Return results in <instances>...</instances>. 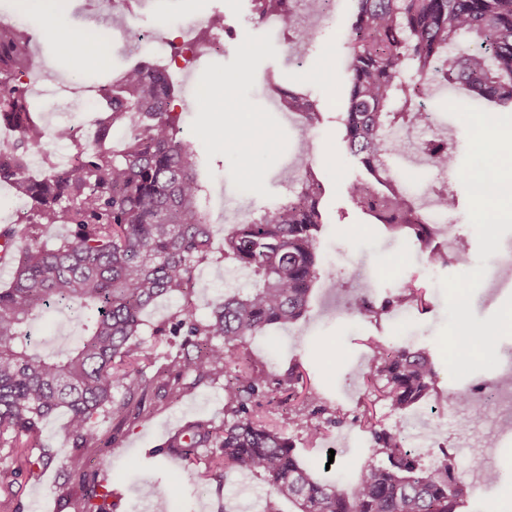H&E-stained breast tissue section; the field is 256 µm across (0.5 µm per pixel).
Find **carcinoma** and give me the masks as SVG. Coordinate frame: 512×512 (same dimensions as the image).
<instances>
[{
  "mask_svg": "<svg viewBox=\"0 0 512 512\" xmlns=\"http://www.w3.org/2000/svg\"><path fill=\"white\" fill-rule=\"evenodd\" d=\"M254 2L258 13L271 8L282 13L283 24L297 38H313L285 11L286 0ZM357 2L349 28V98L341 121L349 152L372 180L349 183L348 196L373 223L429 250L430 262L459 263L463 253L450 256L432 247L435 225L424 221L413 194L383 185L392 181L381 178L384 159L399 151L388 133L427 124L420 95L431 85H458L473 101L512 109V0ZM444 53L447 65L434 66ZM33 67L31 35L0 22V125L17 133L0 158V182L13 185L29 203L19 220L26 235L0 229V260L14 265L11 281L0 287V446L44 447V419L66 409L82 512H107L109 490L86 485L82 451L94 438L99 415L119 423L143 415L153 361L141 339L142 313L157 299L180 294L183 306L168 323L152 328L154 336L183 337L176 352L167 354L163 371L178 394L189 377L197 383L224 375V424L192 423L170 439L168 452L187 456L213 448L222 477L248 472L262 478L269 487L265 512H282L283 502L294 512H458L471 487L453 475L455 460L445 456L436 468L423 465L424 454L402 447L399 429L385 428L368 410L356 421L381 459L357 469L347 487L315 476L294 442L254 414L267 392L284 389L293 397L303 380L297 366L271 378L254 365L243 342L271 325L303 317L313 284L328 274L318 254L320 180L312 173L303 177L285 201L224 234V259L252 273L256 284L244 295L224 293L199 320L189 296L196 268L212 253V231L194 151L180 137L167 65L138 62L112 83L92 89L100 115L90 142L76 139L70 125L51 131L42 125L21 82ZM408 70L415 79L404 80ZM286 95L308 126L318 121L310 100L290 90ZM116 129L127 131L119 150L109 146ZM48 137L74 147L71 162L61 168L48 158L40 177L32 178L30 151ZM419 148L437 171L454 162L453 148L441 138L424 139ZM55 224L71 226V234L52 245H30ZM414 304L423 307L425 301L412 285L378 306L366 291L349 300L351 311L375 319ZM55 306L69 311L78 343L42 353L32 347L29 328ZM370 348V382L394 411L427 395L436 370L426 349H393L381 340L371 341ZM327 413L328 423H344L340 410L330 409L318 395L301 401L296 415L310 443L322 435L317 416ZM16 463L13 469L0 468V488L35 465L25 453Z\"/></svg>",
  "mask_w": 512,
  "mask_h": 512,
  "instance_id": "cac0c4a2",
  "label": "carcinoma"
}]
</instances>
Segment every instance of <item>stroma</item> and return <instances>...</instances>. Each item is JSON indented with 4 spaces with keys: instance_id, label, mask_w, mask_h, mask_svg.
Masks as SVG:
<instances>
[{
    "instance_id": "obj_1",
    "label": "stroma",
    "mask_w": 512,
    "mask_h": 512,
    "mask_svg": "<svg viewBox=\"0 0 512 512\" xmlns=\"http://www.w3.org/2000/svg\"><path fill=\"white\" fill-rule=\"evenodd\" d=\"M356 0H335L323 17L303 12L302 27L312 28L313 40L302 43L288 34H273L258 23L253 0H145L137 16L123 7L100 0L88 9L86 0H56L54 15L37 9L22 10L18 0H0V21L24 22L32 37L37 84L49 88L46 96H30L29 102L47 127L83 124L93 113L83 111L73 94L83 86H97L115 79L128 66L153 60L142 50L140 33L145 29L179 31L186 23L223 20L217 44L211 51L183 68L172 69L175 81V111L181 112V135L195 153L199 178L209 195L208 216L213 231L212 259L195 271L191 294L197 318H205L211 303L227 291L248 292L255 278L222 252L224 233L235 223L257 217L286 196L285 184L304 170L315 172L325 192L321 199L324 224L322 258L332 275L312 287L309 308L300 320L247 337L246 347L258 365L276 376L300 365L307 387L332 399L343 414L354 416L361 403L372 402L376 416L386 426L421 427L433 432L436 447L464 455L475 469L493 467L499 480L475 487L472 497L458 512H512V437L494 435L495 408L475 414L459 410L451 397L498 375V363L512 350V330L501 332L493 352L478 351L468 366H459L453 356L457 320L465 318L473 334L484 332L512 308V287L488 294L485 269L495 261L503 245L512 240V220L487 234L476 216L488 205L476 196L469 170L489 155L512 152V113L499 124V135L490 140L476 133L472 104L465 90L456 88L427 95L423 107L431 112L432 129L456 148V160L444 175L420 163L413 139H406L404 152L388 160L392 175L419 192L445 186L457 198L447 214L449 233L440 242L448 252L461 251L466 262L433 265L426 252L407 237L393 238L372 223L350 200L346 186L366 179L362 166L348 152L342 139L341 116L346 110L350 61L349 19ZM61 26L77 31L93 27L108 46L105 66H88L83 55L67 53L40 30ZM336 53V80L327 83L317 74L327 49ZM232 80L226 109L213 112L199 94L201 86ZM279 82L314 102L319 122L312 129L301 126L297 115L281 111L268 89ZM245 106L258 124L260 137L249 145L251 168L243 170L234 146L216 149L212 135L231 130L233 110ZM423 288L426 310L414 308L390 312L380 319L352 313L347 302L360 289H369L374 301L394 293L406 282ZM383 338L389 345L427 347L437 376L428 396L406 410L393 411L388 402L372 400L366 384L372 352L368 338ZM333 343L335 356L323 353V343ZM224 377L199 382L187 394L168 399L150 394L142 418L116 427L112 418L98 419L96 436L84 451L83 466L89 478L111 490V512H264L267 485L248 473L220 478L207 450L184 457L164 454L171 436L198 420L224 423ZM260 414L276 424L312 461L324 460L329 450H338L357 464L374 461L369 442L358 426H329L315 447H308L298 426L293 404L264 402ZM68 416L57 411L43 422V434L54 459L48 466H35L17 476L9 490L0 489V501L8 512H78L82 491L66 460L70 445L65 438ZM176 488L173 499L159 501L157 483Z\"/></svg>"
}]
</instances>
